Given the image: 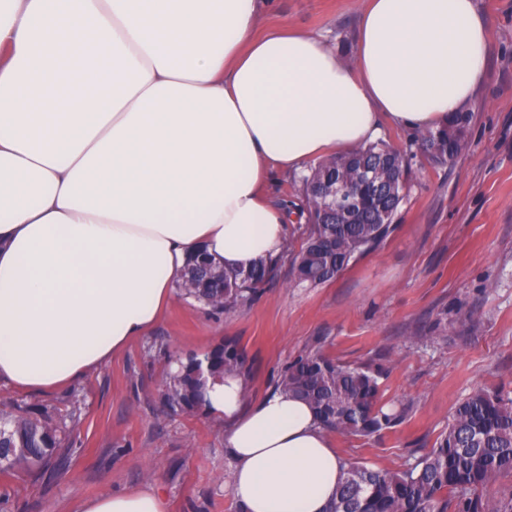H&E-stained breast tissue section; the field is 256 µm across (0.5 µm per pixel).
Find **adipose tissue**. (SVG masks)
I'll list each match as a JSON object with an SVG mask.
<instances>
[{
    "mask_svg": "<svg viewBox=\"0 0 512 512\" xmlns=\"http://www.w3.org/2000/svg\"><path fill=\"white\" fill-rule=\"evenodd\" d=\"M267 0H0V383L49 393L156 324L190 259L277 257L266 195L383 123L427 130L474 103L492 28L476 0H366L353 63ZM244 512H327L341 460L310 406L213 385ZM79 512H167L136 488Z\"/></svg>",
    "mask_w": 512,
    "mask_h": 512,
    "instance_id": "obj_1",
    "label": "adipose tissue"
}]
</instances>
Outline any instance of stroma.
Wrapping results in <instances>:
<instances>
[{"instance_id":"stroma-1","label":"stroma","mask_w":512,"mask_h":512,"mask_svg":"<svg viewBox=\"0 0 512 512\" xmlns=\"http://www.w3.org/2000/svg\"><path fill=\"white\" fill-rule=\"evenodd\" d=\"M365 0H272L258 22L322 37L353 58ZM493 49L472 108L469 146L438 169L412 168V187L391 235L332 282L304 288L282 258L250 305L220 317L173 296L160 321L104 366L71 385L33 394L0 383V403L55 415L78 407L68 426L78 449L67 468L36 483L10 481L11 512H74L76 501L153 486L167 512H238L228 478L224 422L210 414L169 416L161 391L174 361L237 338L253 361V403L282 368L313 350L381 368L382 401L411 403L382 435L330 433L338 455L395 471L427 453L456 404L477 388L512 393V0H476ZM471 325L434 341L443 315Z\"/></svg>"}]
</instances>
